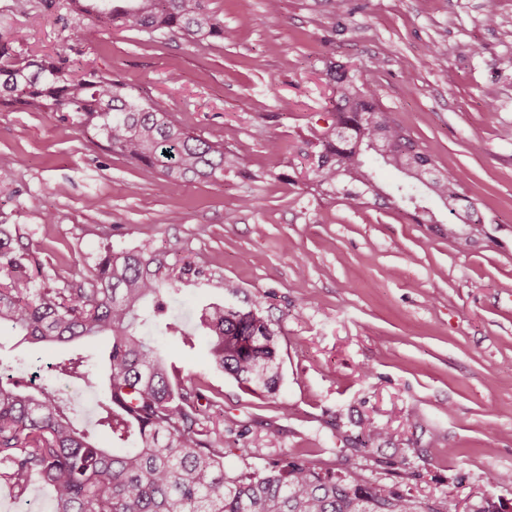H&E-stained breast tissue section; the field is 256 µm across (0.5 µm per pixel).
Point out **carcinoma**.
Returning a JSON list of instances; mask_svg holds the SVG:
<instances>
[{
    "label": "carcinoma",
    "mask_w": 512,
    "mask_h": 512,
    "mask_svg": "<svg viewBox=\"0 0 512 512\" xmlns=\"http://www.w3.org/2000/svg\"><path fill=\"white\" fill-rule=\"evenodd\" d=\"M71 6L103 25L180 35L198 52L233 37L206 0H71ZM21 37L0 36V104L80 113L86 128L162 189L211 180L236 164L224 147L194 135L168 111L139 102L119 77L97 70L76 75L62 49L15 60L13 44ZM327 76L336 106L327 130L313 135L314 185L342 189L352 205L369 195L408 206L417 223L434 224L433 210L409 196L413 188L426 190L456 218L448 237H457L458 223L468 226L469 237L483 234L458 181L439 171L363 90L371 71L338 65ZM385 168L403 175L390 191L380 176ZM30 263L17 231L0 224V328L46 349L100 337L110 346L104 377L98 359L83 352L53 364L55 378L99 393L93 429L74 420L55 382L33 387L19 372L0 373V481L18 495L38 480L53 492V512H459L452 496L419 500L397 484L373 483L351 459L336 471L285 454L261 472L224 471V419L205 417L217 401L169 362L154 331L190 347L197 332L205 333L216 366L252 392L275 394L280 329L260 315V304L206 303L191 330L171 313V302L188 287L233 293L234 282L189 260L175 270L165 254L143 248H105L83 281L65 288ZM101 432L109 442L99 440Z\"/></svg>",
    "instance_id": "1"
}]
</instances>
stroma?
Masks as SVG:
<instances>
[{
    "instance_id": "1",
    "label": "stroma",
    "mask_w": 512,
    "mask_h": 512,
    "mask_svg": "<svg viewBox=\"0 0 512 512\" xmlns=\"http://www.w3.org/2000/svg\"><path fill=\"white\" fill-rule=\"evenodd\" d=\"M484 3L280 0L273 13L267 0H209L235 37L200 54L76 16L68 0H0V34L24 33L17 56L66 46L75 72L120 76L240 158L162 191L76 113L0 104V224L57 285L104 245L146 247L223 274L238 286L225 303L261 301L280 327L272 397L211 364L205 337L163 340L219 401L227 473L289 453L337 470L349 457L370 481L454 496L460 512L484 498L512 507V0H497L491 25ZM332 62L371 70L368 92L476 200L484 235L449 239L439 206L418 224L313 185L310 130L327 122ZM57 356L0 331V367ZM371 426L385 436L364 439Z\"/></svg>"
}]
</instances>
